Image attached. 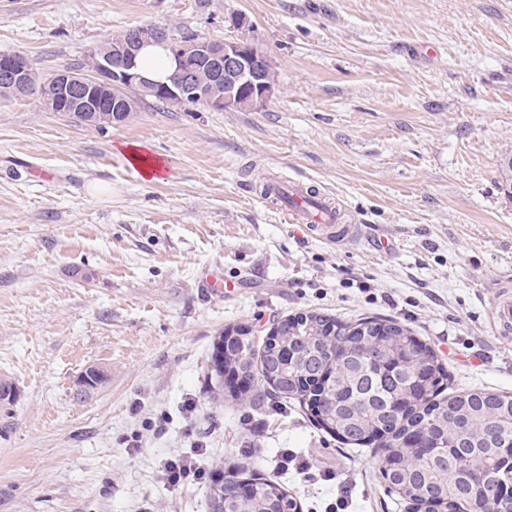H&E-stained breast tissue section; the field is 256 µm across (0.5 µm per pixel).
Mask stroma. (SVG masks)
I'll return each mask as SVG.
<instances>
[{
  "mask_svg": "<svg viewBox=\"0 0 512 512\" xmlns=\"http://www.w3.org/2000/svg\"><path fill=\"white\" fill-rule=\"evenodd\" d=\"M236 16L275 75L259 110L153 105L100 129L0 100V512H209L206 481L160 472L197 448L299 512H407L375 446L298 400L217 389L227 327L392 319L456 389L512 393L492 315L512 278V0H0V53L46 77L129 27L221 41ZM269 177L332 197L362 239L284 223ZM212 276L232 293L208 294Z\"/></svg>",
  "mask_w": 512,
  "mask_h": 512,
  "instance_id": "1",
  "label": "stroma"
}]
</instances>
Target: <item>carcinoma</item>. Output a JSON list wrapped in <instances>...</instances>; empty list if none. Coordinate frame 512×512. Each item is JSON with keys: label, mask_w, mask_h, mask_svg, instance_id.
Instances as JSON below:
<instances>
[{"label": "carcinoma", "mask_w": 512, "mask_h": 512, "mask_svg": "<svg viewBox=\"0 0 512 512\" xmlns=\"http://www.w3.org/2000/svg\"><path fill=\"white\" fill-rule=\"evenodd\" d=\"M71 119L98 128L113 125L111 112H77ZM279 335L256 344L249 336L219 338L211 355L218 386L224 372L245 384L238 397L254 404L259 385L270 395L297 399L316 423L346 444L376 438L382 452L381 475L402 500L428 512H512V503L497 495L508 461L486 455V448L512 447V394L470 388L442 395L447 374L438 355L413 332L394 320L367 317L338 324L317 313L279 323ZM350 352L358 373L336 378V395L324 388L331 378L329 353ZM497 431L491 443L488 432ZM431 454L410 447L420 435ZM484 477H471L473 459ZM208 486L210 512L224 500V512H297V503L272 481L241 486L224 480V470Z\"/></svg>", "instance_id": "1"}]
</instances>
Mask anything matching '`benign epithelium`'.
Wrapping results in <instances>:
<instances>
[{"mask_svg": "<svg viewBox=\"0 0 512 512\" xmlns=\"http://www.w3.org/2000/svg\"><path fill=\"white\" fill-rule=\"evenodd\" d=\"M232 26L238 33L224 41L201 40L193 46V58L173 39L167 47L177 63L168 81L161 82L136 69L137 54L161 37L155 27L136 30L107 52L90 50L84 68H60L40 88V99L49 112H136L149 95L189 99L213 111H254L273 96L275 83L268 75L270 61L255 50L242 18ZM31 65L22 57L0 56V78L18 87L30 83Z\"/></svg>", "mask_w": 512, "mask_h": 512, "instance_id": "benign-epithelium-1", "label": "benign epithelium"}]
</instances>
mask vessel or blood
<instances>
[{"instance_id": "vessel-or-blood-1", "label": "vessel or blood", "mask_w": 512, "mask_h": 512, "mask_svg": "<svg viewBox=\"0 0 512 512\" xmlns=\"http://www.w3.org/2000/svg\"><path fill=\"white\" fill-rule=\"evenodd\" d=\"M268 198L280 205L285 222L305 225L314 236L342 242L357 239L360 235L358 225L337 223L334 202L317 195L306 183L295 184L287 195L279 188L269 187ZM495 316L499 333H512V286L506 284L500 290Z\"/></svg>"}]
</instances>
